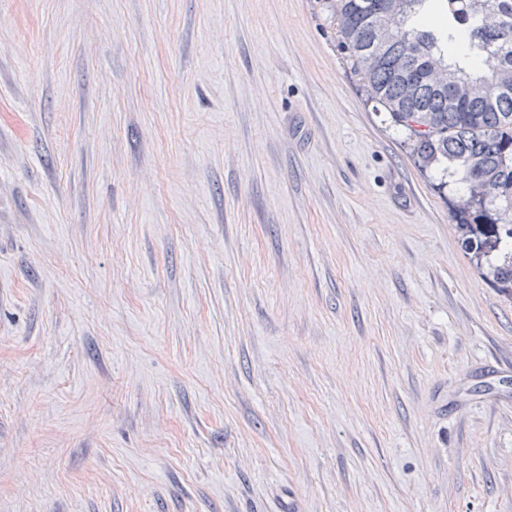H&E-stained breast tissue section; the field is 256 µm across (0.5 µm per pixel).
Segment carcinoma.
<instances>
[{"label":"carcinoma","mask_w":512,"mask_h":512,"mask_svg":"<svg viewBox=\"0 0 512 512\" xmlns=\"http://www.w3.org/2000/svg\"><path fill=\"white\" fill-rule=\"evenodd\" d=\"M351 68L425 170L464 183L456 228L512 297V0H334Z\"/></svg>","instance_id":"cac0c4a2"}]
</instances>
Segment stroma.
<instances>
[{
	"label": "stroma",
	"instance_id": "stroma-1",
	"mask_svg": "<svg viewBox=\"0 0 512 512\" xmlns=\"http://www.w3.org/2000/svg\"><path fill=\"white\" fill-rule=\"evenodd\" d=\"M332 0H0V512H512V298Z\"/></svg>",
	"mask_w": 512,
	"mask_h": 512
}]
</instances>
